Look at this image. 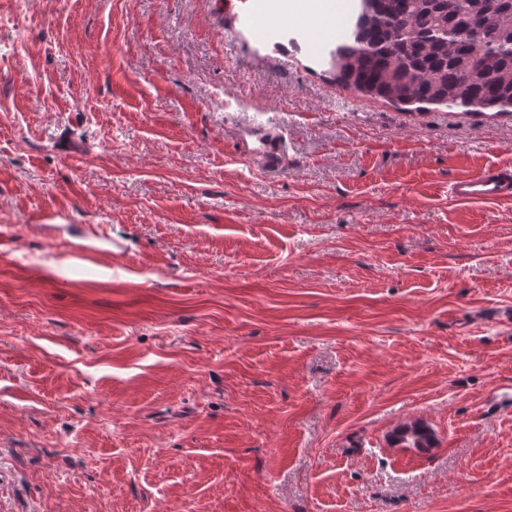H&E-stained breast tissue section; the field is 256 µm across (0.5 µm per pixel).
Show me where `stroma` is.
<instances>
[{"instance_id": "35a3bbf8", "label": "stroma", "mask_w": 512, "mask_h": 512, "mask_svg": "<svg viewBox=\"0 0 512 512\" xmlns=\"http://www.w3.org/2000/svg\"><path fill=\"white\" fill-rule=\"evenodd\" d=\"M330 2L0 0V512H512V201L449 193L512 115L344 86ZM236 152L262 170L276 172L286 164L280 132L273 127H247L236 133ZM394 441L403 444L407 448H431L433 446V434L424 425L413 423L398 428L394 433Z\"/></svg>"}]
</instances>
